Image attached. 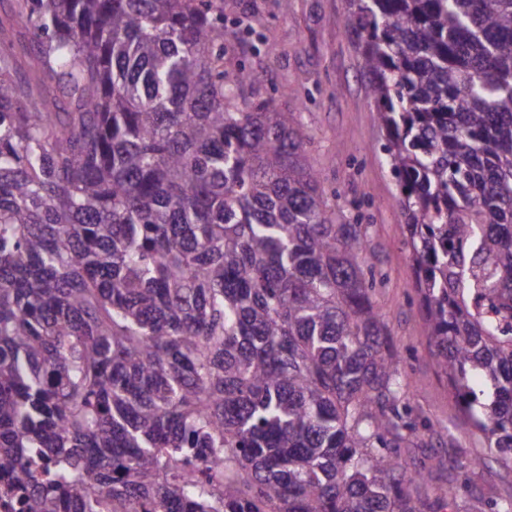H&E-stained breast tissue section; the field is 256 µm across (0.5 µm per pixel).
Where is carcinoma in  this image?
<instances>
[{
  "mask_svg": "<svg viewBox=\"0 0 512 512\" xmlns=\"http://www.w3.org/2000/svg\"><path fill=\"white\" fill-rule=\"evenodd\" d=\"M0 468L15 512H429L296 113L230 103L224 0H12ZM425 335L512 471V0H348ZM43 462L44 477L31 469Z\"/></svg>",
  "mask_w": 512,
  "mask_h": 512,
  "instance_id": "cac0c4a2",
  "label": "carcinoma"
}]
</instances>
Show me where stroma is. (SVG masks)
Segmentation results:
<instances>
[{
	"mask_svg": "<svg viewBox=\"0 0 512 512\" xmlns=\"http://www.w3.org/2000/svg\"><path fill=\"white\" fill-rule=\"evenodd\" d=\"M346 14L347 0H224V72L264 73L261 83L235 86L234 103L265 99L297 112L308 134L305 151L332 204L344 221L366 228L364 273L387 327L403 388L400 403L414 426L409 454L430 474L423 497L438 504L456 479L448 463L468 464L482 444L449 394L423 334L405 219ZM509 498L512 474L476 469L451 510L495 512Z\"/></svg>",
	"mask_w": 512,
	"mask_h": 512,
	"instance_id": "obj_1",
	"label": "stroma"
}]
</instances>
